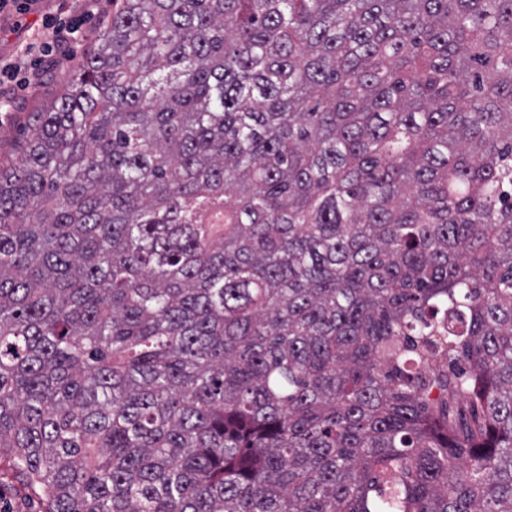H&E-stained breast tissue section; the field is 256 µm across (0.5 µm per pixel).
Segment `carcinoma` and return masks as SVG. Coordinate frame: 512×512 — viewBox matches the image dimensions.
Here are the masks:
<instances>
[{
	"label": "carcinoma",
	"instance_id": "1",
	"mask_svg": "<svg viewBox=\"0 0 512 512\" xmlns=\"http://www.w3.org/2000/svg\"><path fill=\"white\" fill-rule=\"evenodd\" d=\"M0 464L44 512H512V0H112L0 166Z\"/></svg>",
	"mask_w": 512,
	"mask_h": 512
}]
</instances>
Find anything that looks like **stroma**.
<instances>
[{"instance_id": "1", "label": "stroma", "mask_w": 512, "mask_h": 512, "mask_svg": "<svg viewBox=\"0 0 512 512\" xmlns=\"http://www.w3.org/2000/svg\"><path fill=\"white\" fill-rule=\"evenodd\" d=\"M112 0H37L23 18L0 14V58L15 63L14 73L0 77V162L14 159L26 135L29 113L40 112L61 98L73 73L93 49ZM68 15L80 29L66 54H54L43 65L41 52L51 42L50 19Z\"/></svg>"}]
</instances>
